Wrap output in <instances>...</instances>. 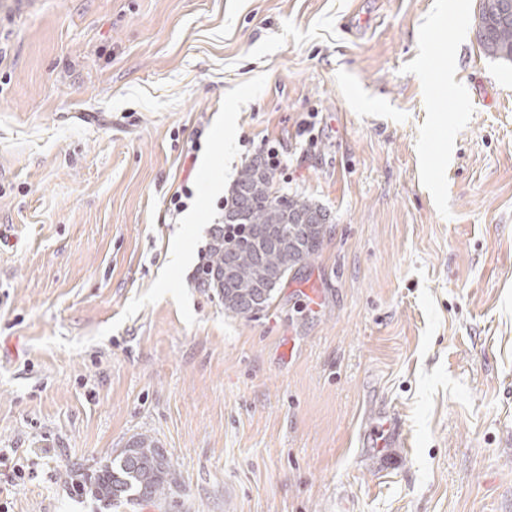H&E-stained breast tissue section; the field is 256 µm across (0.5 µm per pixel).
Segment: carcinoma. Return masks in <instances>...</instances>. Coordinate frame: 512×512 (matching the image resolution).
Returning <instances> with one entry per match:
<instances>
[{
    "label": "carcinoma",
    "instance_id": "carcinoma-1",
    "mask_svg": "<svg viewBox=\"0 0 512 512\" xmlns=\"http://www.w3.org/2000/svg\"><path fill=\"white\" fill-rule=\"evenodd\" d=\"M475 36L487 55L512 61V0H480ZM281 197L276 171L252 159L224 200V225L231 232L214 237L201 275L224 298L227 313L247 317L269 308L288 274L323 248L322 207L298 195L284 205ZM67 479L106 508L154 504L176 483L170 459L155 438L142 433L104 465L89 473L71 469Z\"/></svg>",
    "mask_w": 512,
    "mask_h": 512
}]
</instances>
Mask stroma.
I'll return each instance as SVG.
<instances>
[{"label": "stroma", "mask_w": 512, "mask_h": 512, "mask_svg": "<svg viewBox=\"0 0 512 512\" xmlns=\"http://www.w3.org/2000/svg\"><path fill=\"white\" fill-rule=\"evenodd\" d=\"M478 8L0 0V512H106L65 471L140 433L179 488L119 512H512V62ZM271 144L331 232L234 316L171 252Z\"/></svg>", "instance_id": "obj_1"}]
</instances>
